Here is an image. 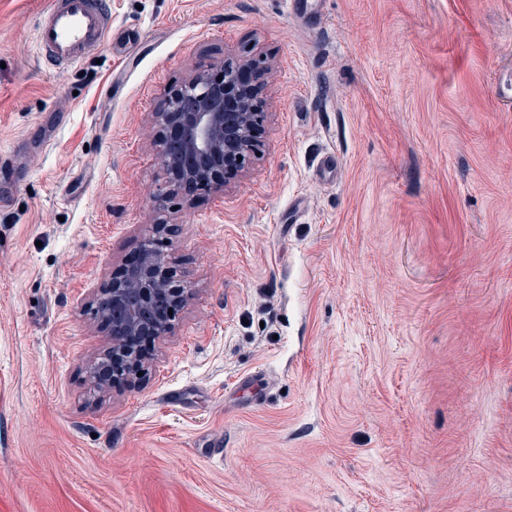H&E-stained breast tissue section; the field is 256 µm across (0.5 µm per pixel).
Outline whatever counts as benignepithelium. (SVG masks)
I'll list each match as a JSON object with an SVG mask.
<instances>
[{"mask_svg":"<svg viewBox=\"0 0 512 512\" xmlns=\"http://www.w3.org/2000/svg\"><path fill=\"white\" fill-rule=\"evenodd\" d=\"M253 67L247 58L226 59L223 87L213 86L207 74L196 73L172 92L162 111L153 113L161 162L171 187L224 186L230 175L224 168L229 156L241 157L236 171L245 172L264 121L255 102L261 87L245 85L239 78L242 70ZM226 97L239 100L238 112H224ZM141 250L139 264L115 273L88 301L94 316L112 330L106 357L136 359L138 336L151 332L161 337L171 332L170 323L156 314L159 300L168 298L177 305L184 301L177 275L154 239H144Z\"/></svg>","mask_w":512,"mask_h":512,"instance_id":"obj_1","label":"benign epithelium"}]
</instances>
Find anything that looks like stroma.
<instances>
[{
    "mask_svg": "<svg viewBox=\"0 0 512 512\" xmlns=\"http://www.w3.org/2000/svg\"><path fill=\"white\" fill-rule=\"evenodd\" d=\"M47 2L0 0V512H512V0H107L131 63L62 74ZM245 52L258 155L170 196L187 301L96 388L152 115Z\"/></svg>",
    "mask_w": 512,
    "mask_h": 512,
    "instance_id": "1",
    "label": "stroma"
}]
</instances>
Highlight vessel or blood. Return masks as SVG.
<instances>
[{"mask_svg":"<svg viewBox=\"0 0 512 512\" xmlns=\"http://www.w3.org/2000/svg\"><path fill=\"white\" fill-rule=\"evenodd\" d=\"M128 54L131 44L114 36L112 16L102 0H49L35 28L34 53L56 72L82 65L106 43Z\"/></svg>","mask_w":512,"mask_h":512,"instance_id":"obj_1","label":"vessel or blood"}]
</instances>
